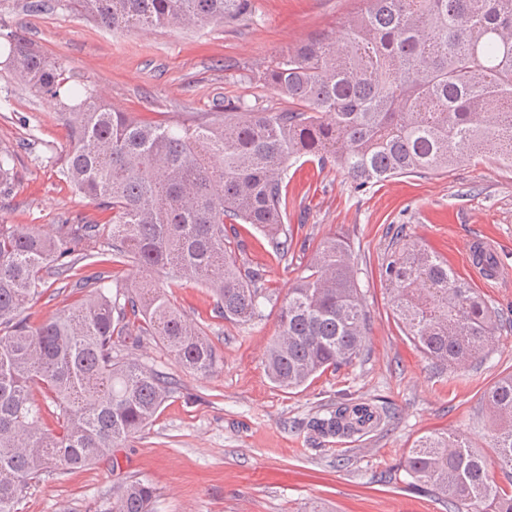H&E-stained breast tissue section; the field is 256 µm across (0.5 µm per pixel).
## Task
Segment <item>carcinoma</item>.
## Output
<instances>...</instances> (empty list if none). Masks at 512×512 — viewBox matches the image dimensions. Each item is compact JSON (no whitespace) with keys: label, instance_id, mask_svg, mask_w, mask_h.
I'll return each mask as SVG.
<instances>
[{"label":"carcinoma","instance_id":"cac0c4a2","mask_svg":"<svg viewBox=\"0 0 512 512\" xmlns=\"http://www.w3.org/2000/svg\"><path fill=\"white\" fill-rule=\"evenodd\" d=\"M340 35L320 34L271 62L259 80L288 98L279 112L240 100L200 121L149 120L116 110L79 71L50 60L15 31L0 33L6 62L29 89L54 99L69 144L62 172L75 193L107 214L77 224H0V512L45 473L85 468L136 436L175 392L161 371L124 353L154 336L184 370L213 374L221 355L181 315L169 288L210 289L215 312L246 324L271 295L240 263L236 224L269 237L288 257V167L311 157L338 167L357 189L414 173H446L491 153L512 170V0H365ZM113 32L231 23L253 0H68ZM14 151L0 148V189ZM129 267L121 280L96 270ZM162 272L154 288L145 275ZM393 312L414 347L458 371L494 344L499 314L424 247L404 242L382 268ZM85 290L37 324L25 315L46 280ZM265 352L269 377L296 390L364 351L367 314L350 242L323 241L307 275L288 288ZM495 450L512 483V374L484 395ZM49 413L55 426L44 423ZM369 406L339 402L312 417L320 436H354ZM403 470L448 512H512L485 457L458 436L431 432L408 449ZM156 488L112 484L105 512H153Z\"/></svg>","mask_w":512,"mask_h":512}]
</instances>
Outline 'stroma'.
Returning a JSON list of instances; mask_svg holds the SVG:
<instances>
[{
    "mask_svg": "<svg viewBox=\"0 0 512 512\" xmlns=\"http://www.w3.org/2000/svg\"><path fill=\"white\" fill-rule=\"evenodd\" d=\"M27 2L0 0V26L80 70L116 108L185 123L237 100L269 112L287 108L254 75L316 34L342 33L361 7L359 0H253L252 20L115 34L73 14L65 0H45L40 13L28 12ZM5 146L16 159L13 184L0 193V222L75 224L96 216L60 173L68 139L54 101L33 96L0 66ZM288 222L294 246L283 261L272 258L267 237L254 226L236 227L240 259L263 270L273 295L262 318L233 324L215 312L211 291H173L176 307L205 327L223 356L217 371L190 374L152 340L129 346L133 357L170 373L176 392L111 457L32 482L18 512H100L119 475L154 485V512H448L443 500L413 487L402 467L413 442L434 430L469 441L486 456L490 476L505 484L483 395L512 373V170L486 156L446 173L397 177L357 191L336 167L296 161L288 169ZM334 235L354 249L369 317L365 350L354 365L286 392L270 381L263 353L289 287ZM477 239L494 240L505 278L474 275L468 249ZM404 240L446 259L500 315L494 347L465 372L416 351L392 316L382 265ZM337 401L371 402L389 415L359 438L311 431L308 420Z\"/></svg>",
    "mask_w": 512,
    "mask_h": 512,
    "instance_id": "1",
    "label": "stroma"
}]
</instances>
